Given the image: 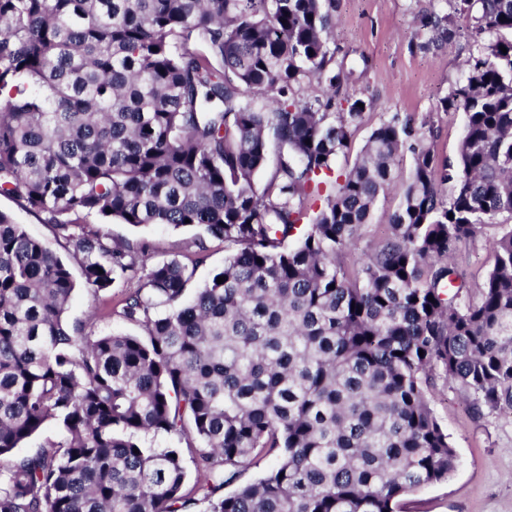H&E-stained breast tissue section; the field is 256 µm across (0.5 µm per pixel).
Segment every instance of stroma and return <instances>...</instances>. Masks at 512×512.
<instances>
[{"mask_svg": "<svg viewBox=\"0 0 512 512\" xmlns=\"http://www.w3.org/2000/svg\"><path fill=\"white\" fill-rule=\"evenodd\" d=\"M444 0H336L330 48L337 64L350 75L347 91L367 106L351 130L352 155L339 157L338 170L352 167L371 131L393 114L411 117L415 125L433 130L440 159L455 161L464 126L460 111H443L441 98L465 77L466 39L420 48L416 17L445 9ZM399 196L387 191L379 197L372 221L362 238L348 251L349 260L377 245L387 234L388 216ZM102 234L115 240L149 244L155 258L187 261L192 253V228L168 226L135 228L112 222L100 225ZM495 228L460 243L455 253L458 269L473 283H482L492 264ZM126 289L111 288L94 295L77 289L68 313L69 324L90 323L98 334H140L139 326L119 316ZM103 308L90 317L91 307ZM434 412L447 430L459 464L447 482L416 491L406 502L407 512H512V419L474 415L465 396L452 386H439L432 401Z\"/></svg>", "mask_w": 512, "mask_h": 512, "instance_id": "35a3bbf8", "label": "stroma"}]
</instances>
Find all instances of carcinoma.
Returning a JSON list of instances; mask_svg holds the SVG:
<instances>
[{
  "label": "carcinoma",
  "mask_w": 512,
  "mask_h": 512,
  "mask_svg": "<svg viewBox=\"0 0 512 512\" xmlns=\"http://www.w3.org/2000/svg\"><path fill=\"white\" fill-rule=\"evenodd\" d=\"M445 2L419 23L434 43L471 21L440 101L465 115L457 160L395 113L337 176L364 109L327 45L335 0H0V195L69 256L0 212V512H398L457 468L438 382L512 415V225L478 286L451 261L512 220V0ZM406 150L386 237L348 263ZM90 219L197 229L193 259ZM207 236L228 255L186 299ZM72 261L96 295L137 283L119 316L143 334L67 325ZM52 421L60 440L17 454Z\"/></svg>",
  "instance_id": "obj_1"
}]
</instances>
